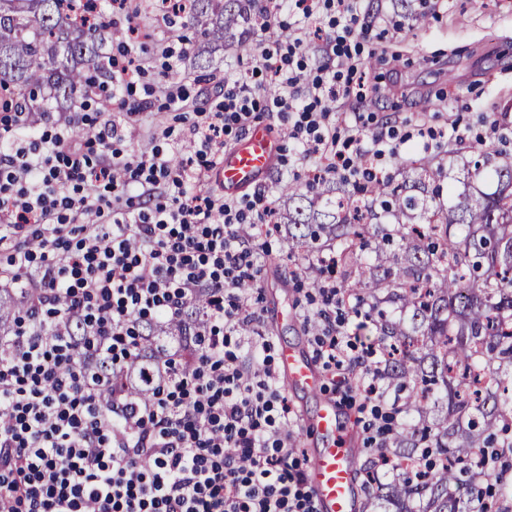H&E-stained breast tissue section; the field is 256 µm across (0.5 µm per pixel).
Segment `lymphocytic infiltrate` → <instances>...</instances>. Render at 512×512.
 Wrapping results in <instances>:
<instances>
[{
	"label": "lymphocytic infiltrate",
	"mask_w": 512,
	"mask_h": 512,
	"mask_svg": "<svg viewBox=\"0 0 512 512\" xmlns=\"http://www.w3.org/2000/svg\"><path fill=\"white\" fill-rule=\"evenodd\" d=\"M361 3L267 0L260 30L283 11L303 29L263 51L260 88L228 80L221 100L195 107L201 167L160 148L124 153L109 119L84 141L63 126L0 154V244L10 245L0 288L29 300L27 319L0 336V512H317L270 343L241 360L255 320L243 284L267 246L266 193L218 196L202 184L225 135L247 131L261 110L286 116L289 138L325 172L386 174L405 137L385 124L367 133L363 113L333 108L363 95L346 34L392 23ZM328 8L337 28L326 33ZM202 295L206 309L185 330L200 352L173 347L148 400L86 379L96 361L122 372L142 321L179 318ZM318 295L302 309L316 359L353 383L369 443L386 445L397 419L388 358L359 352L349 326L358 304L330 281ZM72 318L81 340L61 329Z\"/></svg>",
	"instance_id": "f902f5d3"
}]
</instances>
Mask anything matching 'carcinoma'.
I'll use <instances>...</instances> for the list:
<instances>
[{
  "label": "carcinoma",
  "mask_w": 512,
  "mask_h": 512,
  "mask_svg": "<svg viewBox=\"0 0 512 512\" xmlns=\"http://www.w3.org/2000/svg\"><path fill=\"white\" fill-rule=\"evenodd\" d=\"M185 25L198 36L190 65L209 76L224 46L248 54L246 0H192ZM97 33L78 25L62 0H0V107L31 101L57 107L81 94L94 66L108 73ZM402 183L385 181L365 197L346 183L307 192L279 187L280 220L310 270L332 255L336 287L390 304L399 317L377 327V346L401 351L390 382L424 380L433 396L411 390L392 450L427 469L405 474L369 498L371 512H466L479 497L478 471L512 453V160L483 158L485 191L471 182L443 186L439 166L401 162ZM23 303L0 295V329Z\"/></svg>",
  "instance_id": "obj_1"
}]
</instances>
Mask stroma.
Returning a JSON list of instances; mask_svg holds the SVG:
<instances>
[{"label": "stroma", "mask_w": 512, "mask_h": 512, "mask_svg": "<svg viewBox=\"0 0 512 512\" xmlns=\"http://www.w3.org/2000/svg\"><path fill=\"white\" fill-rule=\"evenodd\" d=\"M397 0H365L370 10L393 15L395 29L372 30L353 34L360 43L361 62L369 87L385 89V98L364 103L369 127L385 123L399 134L407 135L401 156L420 161L432 157L447 159L449 151H458L461 159L450 168L455 179L467 176L463 163L477 160L472 150L477 136L486 135L490 123H497L500 137L484 145L491 153L512 155V0H410L411 10L396 8ZM135 22L149 31V39L140 41L132 56L144 69L133 89L135 99H152L151 107L125 122L124 152L137 153L159 147L172 151L174 160L185 161L193 155L191 120L155 104L156 88L168 79L185 84L194 102L217 98L226 77L243 78L259 84L256 69L260 53L272 48L273 34L252 37L254 51L241 55L225 50L211 69L209 80L198 79L178 59H165L163 47L174 46L184 30L141 14ZM275 133L280 134L287 156L295 160L291 169H278L266 184L269 196H276L277 185L292 179L306 185L311 176L308 163L296 161L299 148L288 139V123L275 114H263ZM458 123L461 137L451 141L442 130ZM438 132L428 141L421 130ZM270 254L262 258L260 272L251 283L261 300L256 305L253 327L271 342L285 338L304 349H311L313 335L299 316L307 294V282L294 280L298 256L288 253L280 236L268 240ZM279 303L289 309L292 318L271 320L268 307Z\"/></svg>", "instance_id": "stroma-1"}]
</instances>
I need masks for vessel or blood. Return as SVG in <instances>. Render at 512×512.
<instances>
[{
    "instance_id": "obj_1",
    "label": "vessel or blood",
    "mask_w": 512,
    "mask_h": 512,
    "mask_svg": "<svg viewBox=\"0 0 512 512\" xmlns=\"http://www.w3.org/2000/svg\"><path fill=\"white\" fill-rule=\"evenodd\" d=\"M281 145L270 127L258 123L225 150L217 179L224 194L236 195L257 188L276 170ZM279 360L290 387L317 395L315 414L304 420V437L312 451L307 462L308 481L318 512H356L354 487L357 453L343 427L334 400L321 397V373L300 349L280 344Z\"/></svg>"
}]
</instances>
